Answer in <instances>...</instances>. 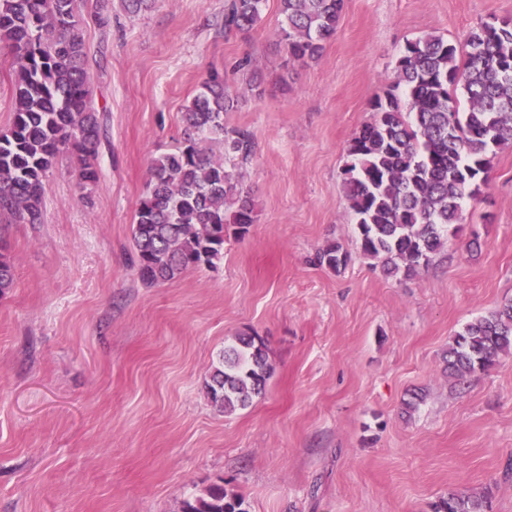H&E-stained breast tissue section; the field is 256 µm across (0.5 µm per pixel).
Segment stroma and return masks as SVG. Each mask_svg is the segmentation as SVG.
<instances>
[{"label": "stroma", "mask_w": 512, "mask_h": 512, "mask_svg": "<svg viewBox=\"0 0 512 512\" xmlns=\"http://www.w3.org/2000/svg\"><path fill=\"white\" fill-rule=\"evenodd\" d=\"M224 3L80 10L99 181L82 186L62 156L41 223L0 228L15 274L0 295V512H180L219 480L249 512H432L452 491L512 512V353L461 380L446 369L453 336L512 301V142L449 247L406 278L361 253L343 183L406 41H462L512 18V0H345L304 60L277 35L278 0L231 33ZM244 57L256 71L235 70ZM213 71L238 99L225 124L253 136L256 221L214 264L147 286L137 204ZM332 243L350 255L337 272L314 263ZM245 334L272 374L227 415L205 383Z\"/></svg>", "instance_id": "stroma-1"}]
</instances>
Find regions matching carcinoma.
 Returning <instances> with one entry per match:
<instances>
[{
  "label": "carcinoma",
  "mask_w": 512,
  "mask_h": 512,
  "mask_svg": "<svg viewBox=\"0 0 512 512\" xmlns=\"http://www.w3.org/2000/svg\"><path fill=\"white\" fill-rule=\"evenodd\" d=\"M83 0H0V50L17 65L13 118L0 131V217L37 224L44 181L72 154L80 179L98 181L100 125L90 103L89 57L76 15ZM266 0H226L224 29H252ZM344 0H280L278 35L297 59L319 54L336 34ZM459 45L427 34L406 43L392 89L373 104L348 148L345 199L363 255L390 276H409L449 243L462 223V201L487 185L494 148L512 142V20L494 18ZM234 99L224 75L209 74L184 107L183 140L150 163L132 224L134 266L146 284L212 263L227 225L239 233L256 221L240 186L253 154L251 133L224 125ZM315 262L339 271L348 262L332 243ZM14 269L0 238V295ZM265 343L240 336L213 368L206 392L226 413L263 395L270 368ZM512 352V303L467 323L448 345V373L463 379ZM486 501L462 492L435 512H484ZM181 512H247L245 501L213 483L182 501Z\"/></svg>",
  "instance_id": "carcinoma-1"
}]
</instances>
